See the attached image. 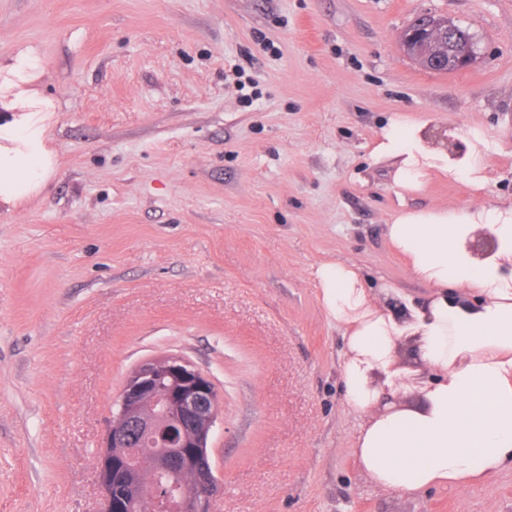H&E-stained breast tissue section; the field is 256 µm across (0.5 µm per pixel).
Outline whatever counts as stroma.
Instances as JSON below:
<instances>
[{
	"label": "stroma",
	"instance_id": "stroma-1",
	"mask_svg": "<svg viewBox=\"0 0 512 512\" xmlns=\"http://www.w3.org/2000/svg\"><path fill=\"white\" fill-rule=\"evenodd\" d=\"M424 15L476 37L469 68L405 52ZM26 47L58 168L0 210V512H100L113 404L174 355L223 405L215 512H512L511 468L416 494L360 469L314 277L341 262L426 302L393 218L512 204V0H0V56ZM393 119L480 132L482 188L397 187L372 156Z\"/></svg>",
	"mask_w": 512,
	"mask_h": 512
}]
</instances>
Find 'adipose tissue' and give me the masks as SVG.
<instances>
[{
	"mask_svg": "<svg viewBox=\"0 0 512 512\" xmlns=\"http://www.w3.org/2000/svg\"><path fill=\"white\" fill-rule=\"evenodd\" d=\"M42 74L31 49L0 59V209L37 200L57 171L48 136L57 104L38 92ZM485 147L480 136L463 151L438 147L426 124L393 120L373 154L397 160L395 184L413 190L433 171L481 184ZM480 229L495 239L484 255L471 248ZM388 237L414 276L434 288L427 304L387 288L385 299L402 307L379 306L360 274L338 262L315 272L323 306L343 328L342 379L362 419L354 447L361 469L380 489L413 494L512 468V206L403 211ZM452 288L475 302L450 299ZM405 342L433 373L418 379L416 407L396 401L410 376Z\"/></svg>",
	"mask_w": 512,
	"mask_h": 512,
	"instance_id": "obj_1",
	"label": "adipose tissue"
}]
</instances>
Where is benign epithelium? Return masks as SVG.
<instances>
[{
	"mask_svg": "<svg viewBox=\"0 0 512 512\" xmlns=\"http://www.w3.org/2000/svg\"><path fill=\"white\" fill-rule=\"evenodd\" d=\"M424 43L429 56L422 64L430 69L446 66L452 58L456 69H465L477 57L476 39L460 34L446 19L426 18L402 34V45L417 58ZM221 414L213 382L193 362L179 356L149 359L126 378L101 448L126 449L124 463L146 455L157 472L182 485L189 477L186 464L210 447ZM213 499L212 493L198 497L185 487L178 497L161 500L149 487L140 512H210Z\"/></svg>",
	"mask_w": 512,
	"mask_h": 512,
	"instance_id": "7a95c632",
	"label": "benign epithelium"
}]
</instances>
